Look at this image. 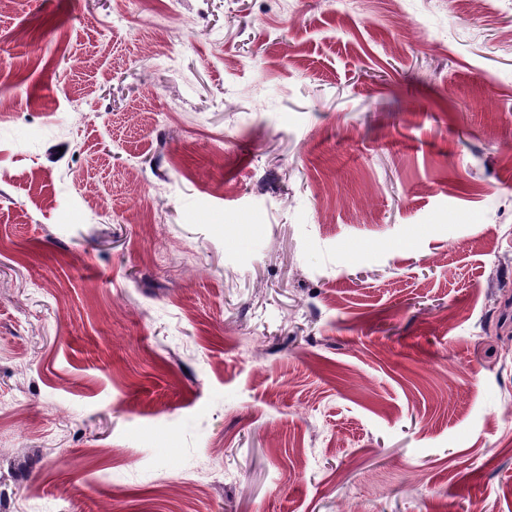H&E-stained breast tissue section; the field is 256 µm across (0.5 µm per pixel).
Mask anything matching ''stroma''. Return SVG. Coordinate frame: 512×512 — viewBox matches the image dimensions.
<instances>
[{
  "label": "stroma",
  "mask_w": 512,
  "mask_h": 512,
  "mask_svg": "<svg viewBox=\"0 0 512 512\" xmlns=\"http://www.w3.org/2000/svg\"><path fill=\"white\" fill-rule=\"evenodd\" d=\"M0 512H512V0L0 13Z\"/></svg>",
  "instance_id": "stroma-1"
}]
</instances>
